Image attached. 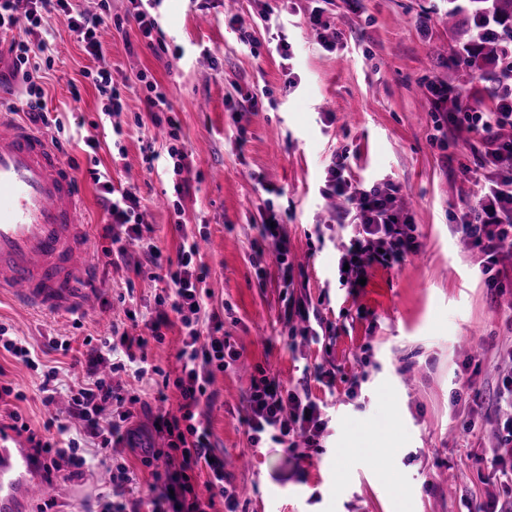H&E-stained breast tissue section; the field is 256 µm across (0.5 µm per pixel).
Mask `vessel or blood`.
<instances>
[{"label":"vessel or blood","mask_w":512,"mask_h":512,"mask_svg":"<svg viewBox=\"0 0 512 512\" xmlns=\"http://www.w3.org/2000/svg\"><path fill=\"white\" fill-rule=\"evenodd\" d=\"M71 166L46 136L0 111V292L41 314L82 310L97 260ZM57 493L28 449L0 441V512Z\"/></svg>","instance_id":"b4317fda"}]
</instances>
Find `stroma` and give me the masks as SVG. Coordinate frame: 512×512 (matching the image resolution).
<instances>
[{
  "instance_id": "stroma-1",
  "label": "stroma",
  "mask_w": 512,
  "mask_h": 512,
  "mask_svg": "<svg viewBox=\"0 0 512 512\" xmlns=\"http://www.w3.org/2000/svg\"><path fill=\"white\" fill-rule=\"evenodd\" d=\"M314 0H158L167 51L148 49L135 24L103 32L99 56H88L59 17L31 26L26 0L12 34L24 39L40 68L33 77L47 108L63 116L61 153L73 168L85 201L84 219L107 223L90 171L136 188L142 219L162 257L175 256L181 234H203L204 282L214 304L225 307L224 332L240 357L216 373L206 416L214 453L224 460V483L238 494V512H465L478 498L512 501L481 456L497 446L512 458V444L496 445L494 399L511 366L500 353L512 347V288L484 284L481 256L457 233L454 218L477 191L471 175L470 133L432 139L428 82L447 78L468 20L449 27L447 0H323L330 25L312 27ZM245 24L251 44L240 40ZM333 42L325 50L324 42ZM287 45L282 59L278 45ZM105 68L120 88L124 108L101 121L104 105L87 68ZM146 72L165 91L170 116L180 124L188 189L174 190L167 166V124L143 110ZM99 147L89 150L86 140ZM154 141L159 165L146 170L142 149ZM347 154L353 182L398 186L396 205L416 224L417 255L367 270L366 284L350 294L338 261L350 236L338 223L335 199L325 197L326 167ZM288 238V280H281L275 247L264 243L266 277L252 261L259 226L269 213ZM184 232H177V224ZM109 240L94 235L100 263L95 309L71 341V355L52 349L62 318L32 312L0 296V326L34 347L44 365L58 367L52 407L37 390L40 375L0 350V383L23 385L26 401L0 403V426L18 411L34 431L49 412L68 418L93 463L78 480L63 483L52 512H96L111 486L94 445L71 416L69 364L86 335H105L109 322L137 313V335L149 338L150 365L176 372L178 328L163 343L151 341L163 284L137 273V249L109 261ZM318 313L332 330L307 343L298 308ZM333 376L326 388L310 381L327 405L328 428L319 446L295 439L292 450L251 447L242 418L251 379L264 374L284 388L301 382L305 368ZM355 397H347L348 387Z\"/></svg>"
}]
</instances>
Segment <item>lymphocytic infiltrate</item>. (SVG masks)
<instances>
[{"label": "lymphocytic infiltrate", "mask_w": 512, "mask_h": 512, "mask_svg": "<svg viewBox=\"0 0 512 512\" xmlns=\"http://www.w3.org/2000/svg\"><path fill=\"white\" fill-rule=\"evenodd\" d=\"M27 18L31 25H40L44 16L65 17L76 32L89 55H97L101 48L99 29L105 24L100 14L73 13L69 0H30ZM13 57V73L27 84L26 113L31 122L63 129L61 117H50L43 89L31 81L29 48L25 41L11 39L8 47ZM435 114L441 115L446 127L466 128L473 133L471 145L475 160L474 173L479 191L473 204L461 212L457 230L471 239L482 255L481 272L486 287L503 291L508 276L506 263L512 262V138L500 136L504 128H512V79H506L489 106L473 112L459 113L455 105L458 94L447 85L429 83ZM347 158L337 155L327 169L325 193L339 196L355 204L350 246L341 258L345 270L343 281L357 283L373 263L383 265L417 252L419 244L414 227L402 219L396 206L398 189L390 183H376L370 188L353 184L346 175ZM91 176L99 191L100 202L110 218L103 227L104 237L111 240V254L124 256L129 248L142 251L157 269L158 280L165 286L156 302L165 306L152 326V338H144L129 331L112 328L109 337L101 341V352L88 360L86 377L71 390L72 412L81 421L83 433L92 439L97 454L108 456L118 446L137 448L141 463L148 467L145 484H138L131 468L116 464L110 472L112 493L101 499L99 512H141L143 503H150L151 512H215L216 504H223L227 512H236L237 497L224 484V461L216 457L210 443L211 431L203 422V404L209 403V388L215 371L224 370L228 360L236 359L237 352L226 337L205 334L206 323H219L218 309L212 303V293L203 288L207 269L201 261L195 238L183 236L174 261L161 263L160 252L149 235L145 234L141 215V198L136 190L114 184L107 171L92 170ZM125 227V236L112 232L113 226ZM178 327L182 346L177 359L181 369L176 378H162L159 390L175 388L179 393L177 413L158 415L153 428L166 439L163 448L144 445L131 412L123 405L127 399L115 387L111 376L125 373L135 380H143L147 369L141 353L149 342H163L164 329ZM0 348L12 354L24 366L42 373L37 390L44 404H51L57 390V368L40 370L36 351L7 336L0 326ZM118 354L110 375H101L99 364L105 352ZM122 408L118 417L102 421L108 406ZM248 440L251 447L271 442L284 445L291 432H298L308 443L318 444L327 422L321 416L320 405L313 400L308 388L283 391L268 380L252 383L248 397ZM48 426L56 427L55 439L35 441L34 458L47 474L65 481L81 478L87 459L77 439L68 437L66 425L49 418ZM148 489L147 497H140L141 489Z\"/></svg>", "instance_id": "1"}]
</instances>
